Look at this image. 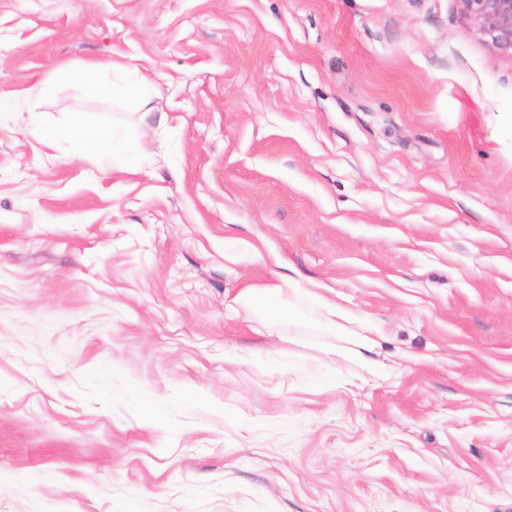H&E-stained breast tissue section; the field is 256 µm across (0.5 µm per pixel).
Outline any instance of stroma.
<instances>
[{"label":"stroma","mask_w":512,"mask_h":512,"mask_svg":"<svg viewBox=\"0 0 512 512\" xmlns=\"http://www.w3.org/2000/svg\"><path fill=\"white\" fill-rule=\"evenodd\" d=\"M281 275L379 370L238 303ZM0 512H512V58L459 0H0ZM43 137L48 147L53 148L59 139L70 142L73 155L81 156L84 148V120L79 113H74L63 125L54 129H44ZM106 144L109 154L112 155L113 167L118 162L129 166L128 152L131 150V144L122 125H112V128L106 134ZM262 298L272 299L277 308L285 310L297 307L300 299L314 300L321 311L318 322L320 330L325 335L336 336L350 344L352 348L346 351L351 359L374 364L363 351L373 352L384 335L377 326L359 319L349 309L298 283L283 282L265 289L244 290L239 294L240 301L247 305L260 306L258 300Z\"/></svg>","instance_id":"stroma-1"}]
</instances>
